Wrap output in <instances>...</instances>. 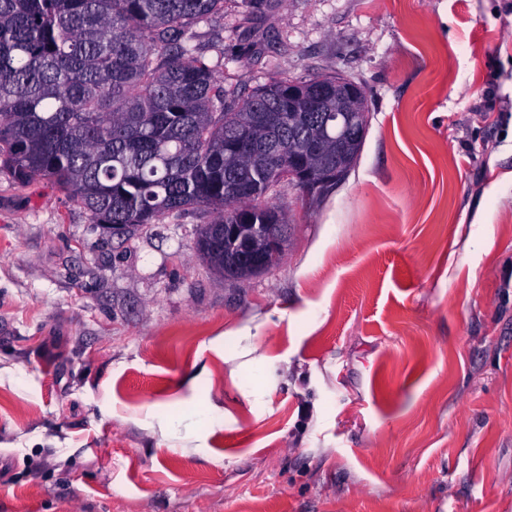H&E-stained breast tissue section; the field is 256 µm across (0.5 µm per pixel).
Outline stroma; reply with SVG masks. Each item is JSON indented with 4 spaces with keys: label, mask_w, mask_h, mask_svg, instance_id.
I'll list each match as a JSON object with an SVG mask.
<instances>
[{
    "label": "stroma",
    "mask_w": 512,
    "mask_h": 512,
    "mask_svg": "<svg viewBox=\"0 0 512 512\" xmlns=\"http://www.w3.org/2000/svg\"><path fill=\"white\" fill-rule=\"evenodd\" d=\"M246 11L199 57L360 80V158L246 281L1 168L0 512H512V0Z\"/></svg>",
    "instance_id": "1"
}]
</instances>
